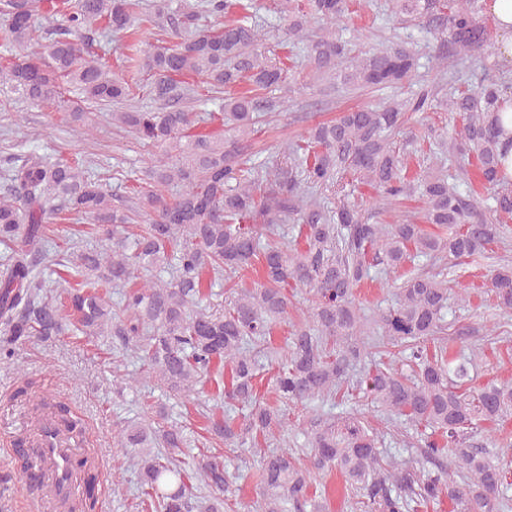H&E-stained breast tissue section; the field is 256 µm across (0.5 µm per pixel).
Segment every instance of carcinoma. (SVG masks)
<instances>
[{"mask_svg":"<svg viewBox=\"0 0 512 512\" xmlns=\"http://www.w3.org/2000/svg\"><path fill=\"white\" fill-rule=\"evenodd\" d=\"M480 0H390L392 13L422 21L441 35L460 59L484 50L490 41L480 17ZM255 0H200L177 11L186 35L149 52L142 69L146 93L164 102L155 111L128 109L112 119L155 157V165L130 188L133 205H112V196L86 174L78 161L53 162L29 153L0 172L8 186L0 197V356L13 359L34 337L113 336L143 362V377L155 378L174 394L198 391L214 362L231 370L224 391L225 415L212 419L207 432L227 445L259 446L282 427L284 413L257 399L264 356L278 362L274 393L282 404L334 399L347 380L349 363L367 351L374 335L379 359L358 390L394 415L404 416L423 436L421 456L434 465L421 470L402 460L383 465V437L351 414L321 419L307 431L302 456L261 455L263 502L257 512H284L311 499V481L301 461L324 471L337 469L348 488L363 492L365 512H428L443 498L457 512H503L512 481L499 449L512 442L491 437L488 448L467 444L466 430L497 425L512 417V382L488 383L465 391L473 359L451 356L445 346L448 286L445 273L413 272L396 288V300L372 316L361 313L354 290L372 278L371 270L398 268L421 257L444 255L455 261L486 253L505 235L512 218V190L502 175V109L512 104V83L486 80L469 94L458 89L449 111L461 116L459 131L437 143L429 163L410 179L404 155L394 146L402 112L432 109L434 94L420 91L402 103L357 107L336 120L313 125L300 142L285 149L286 160L264 169L251 152L257 119L273 104L262 89L285 82L288 67L261 50L263 26L250 11ZM165 6L143 0H0L6 43L0 52V80L13 94L37 106L52 104L69 113L71 131L89 137L96 130L92 107L118 104L130 84L112 74L96 52L95 35L123 33L139 39V27L157 24ZM351 10V0H279L288 38L321 79L357 88L405 81L415 66L404 48L368 50L350 56L333 26ZM210 17L218 23L200 29ZM214 94L247 85L224 98V133L197 130L196 113L175 102L200 85ZM466 164L450 172L442 155ZM349 175L377 191V203L392 207L414 192L424 198L427 232L412 219L372 224L355 204L330 206L318 192ZM478 181L493 190L486 211L462 196L456 183ZM83 214L95 225L102 249L74 253L70 264L84 278L64 291V301L49 296L37 267L50 260L46 216L63 210ZM295 222L302 248L275 239ZM260 265L261 281L237 294L224 309L200 305L204 277L227 280ZM169 270V279L143 272ZM124 288L112 306L99 289ZM497 307L512 312V266L490 278ZM309 295L305 323L295 327L285 346L270 341L287 313L288 289ZM438 343L430 352L426 343ZM414 366L409 376L397 367L398 352ZM36 431L46 424L54 434L77 427L69 408L44 396L32 397ZM185 441L176 426H130L119 432L124 448L136 449L142 494L161 512H193V489L232 493L225 465L202 454L184 466L152 451L178 448ZM30 487H41L44 459L19 455Z\"/></svg>","mask_w":512,"mask_h":512,"instance_id":"cac0c4a2","label":"carcinoma"}]
</instances>
